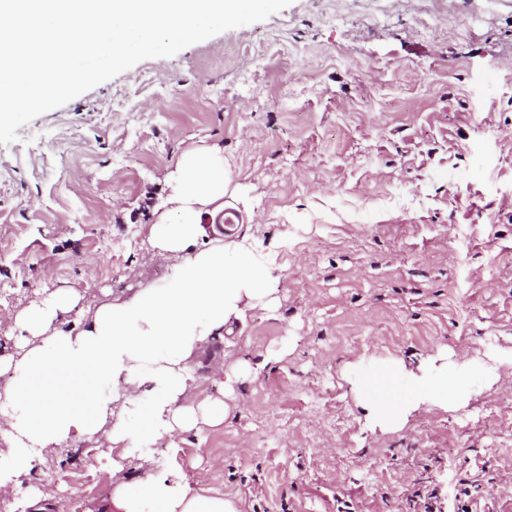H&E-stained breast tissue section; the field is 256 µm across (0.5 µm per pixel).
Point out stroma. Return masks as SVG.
<instances>
[{"mask_svg": "<svg viewBox=\"0 0 512 512\" xmlns=\"http://www.w3.org/2000/svg\"><path fill=\"white\" fill-rule=\"evenodd\" d=\"M0 145V340L74 289L92 310L162 284L147 226L182 151L223 149L239 224L278 304L189 363L232 412L131 456L238 512H512V0H292L266 20L146 59ZM448 358L454 399L374 426L362 386ZM224 461L219 472L208 460ZM46 512H99L112 452L76 438ZM469 495H461L462 483Z\"/></svg>", "mask_w": 512, "mask_h": 512, "instance_id": "1", "label": "stroma"}]
</instances>
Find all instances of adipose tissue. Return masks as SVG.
I'll return each mask as SVG.
<instances>
[{
	"mask_svg": "<svg viewBox=\"0 0 512 512\" xmlns=\"http://www.w3.org/2000/svg\"><path fill=\"white\" fill-rule=\"evenodd\" d=\"M229 180L220 148H189L178 157L170 207L148 227L152 248L181 256L164 284L104 304L67 331L59 324L79 303L73 290L54 292L15 317V335L0 344V364L14 371L0 396V438L9 445L0 453V494L28 481L39 450L103 429L118 449L112 458L116 486L104 512H238L219 490L174 470L155 471L135 488L123 474L134 449L200 423H224L230 408L223 398L184 404L195 381L188 358L223 338L225 326L244 319L247 310L277 303L269 259L257 246L197 247L207 225L221 221ZM425 397L447 405V374L402 392L383 372L369 388L371 409L384 428L403 424ZM121 399L128 410L118 417L113 405Z\"/></svg>",
	"mask_w": 512,
	"mask_h": 512,
	"instance_id": "obj_1",
	"label": "adipose tissue"
}]
</instances>
